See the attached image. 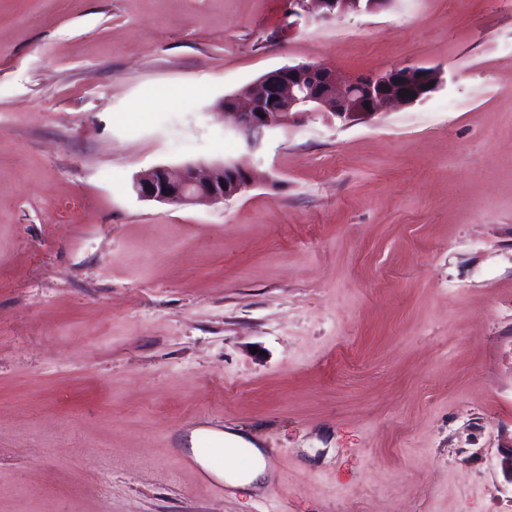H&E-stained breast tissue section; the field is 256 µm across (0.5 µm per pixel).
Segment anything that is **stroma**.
<instances>
[{
  "mask_svg": "<svg viewBox=\"0 0 512 512\" xmlns=\"http://www.w3.org/2000/svg\"><path fill=\"white\" fill-rule=\"evenodd\" d=\"M293 9L0 0V512H512V0ZM302 63L445 82L249 149L220 103ZM225 431L270 487L196 460ZM250 182L247 167L229 159L207 166L188 162L176 169L154 167L135 176L132 190L145 200L200 205L232 198ZM220 443H224V447L232 451L236 447L250 448L252 455V465L244 471L228 470L224 473V480L230 485L238 484H251L259 477L266 473L267 462L265 457L260 450L253 443L245 440L243 437L236 433L225 431L223 438L222 435L218 436Z\"/></svg>",
  "mask_w": 512,
  "mask_h": 512,
  "instance_id": "stroma-1",
  "label": "stroma"
}]
</instances>
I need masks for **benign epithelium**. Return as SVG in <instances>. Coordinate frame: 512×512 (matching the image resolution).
<instances>
[{
    "label": "benign epithelium",
    "mask_w": 512,
    "mask_h": 512,
    "mask_svg": "<svg viewBox=\"0 0 512 512\" xmlns=\"http://www.w3.org/2000/svg\"><path fill=\"white\" fill-rule=\"evenodd\" d=\"M390 0H297L319 20L348 11L377 12ZM442 83L435 67L401 66L358 77H343L315 64L288 65L268 72L225 97L223 110L251 148L262 135L305 112L354 121L390 105L412 106L426 100ZM409 94H404V91ZM251 182L245 165L225 160L204 166L188 162L176 169L158 166L137 174L133 192L141 199L182 205L211 204L244 191Z\"/></svg>",
    "instance_id": "benign-epithelium-1"
}]
</instances>
